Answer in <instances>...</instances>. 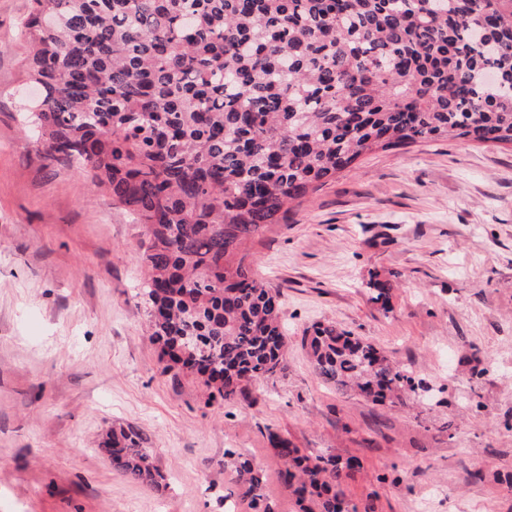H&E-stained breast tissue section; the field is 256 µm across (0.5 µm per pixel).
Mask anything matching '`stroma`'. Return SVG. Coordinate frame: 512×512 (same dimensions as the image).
Listing matches in <instances>:
<instances>
[{
    "instance_id": "35a3bbf8",
    "label": "stroma",
    "mask_w": 512,
    "mask_h": 512,
    "mask_svg": "<svg viewBox=\"0 0 512 512\" xmlns=\"http://www.w3.org/2000/svg\"><path fill=\"white\" fill-rule=\"evenodd\" d=\"M30 6L0 0V512H253L232 489L231 447L276 512H298L277 435L359 457L346 494L375 496L377 512H512V148L448 139L368 155L267 232L257 270L281 292L286 369L210 404L149 335L144 225L86 169L47 160L26 125L40 98ZM373 275L391 284L390 312L369 300ZM318 321L411 366L419 406L393 412L321 382L301 346ZM127 427L166 489L113 468L103 442Z\"/></svg>"
}]
</instances>
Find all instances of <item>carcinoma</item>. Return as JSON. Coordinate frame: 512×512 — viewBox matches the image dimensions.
I'll return each instance as SVG.
<instances>
[{
	"instance_id": "1",
	"label": "carcinoma",
	"mask_w": 512,
	"mask_h": 512,
	"mask_svg": "<svg viewBox=\"0 0 512 512\" xmlns=\"http://www.w3.org/2000/svg\"><path fill=\"white\" fill-rule=\"evenodd\" d=\"M28 76L53 160L146 226L140 264L167 368L231 402L285 369L280 292L256 246L367 155L439 139L512 147V0H32ZM387 312L390 284L368 282ZM315 376L399 410L413 368L316 322ZM301 512H358L357 457L277 440ZM112 466L155 488L165 476L130 427ZM233 482L272 512L262 474L234 448Z\"/></svg>"
}]
</instances>
